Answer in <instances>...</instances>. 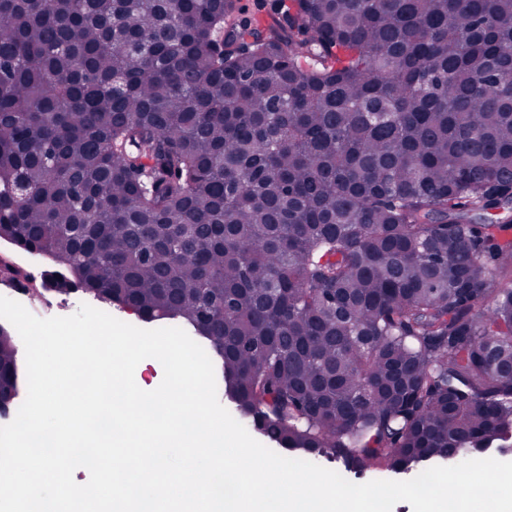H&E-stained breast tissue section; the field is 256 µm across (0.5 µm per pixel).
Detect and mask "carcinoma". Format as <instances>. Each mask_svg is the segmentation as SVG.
<instances>
[{
  "label": "carcinoma",
  "instance_id": "1",
  "mask_svg": "<svg viewBox=\"0 0 512 512\" xmlns=\"http://www.w3.org/2000/svg\"><path fill=\"white\" fill-rule=\"evenodd\" d=\"M511 230L512 0H0V239L296 459L512 452Z\"/></svg>",
  "mask_w": 512,
  "mask_h": 512
}]
</instances>
